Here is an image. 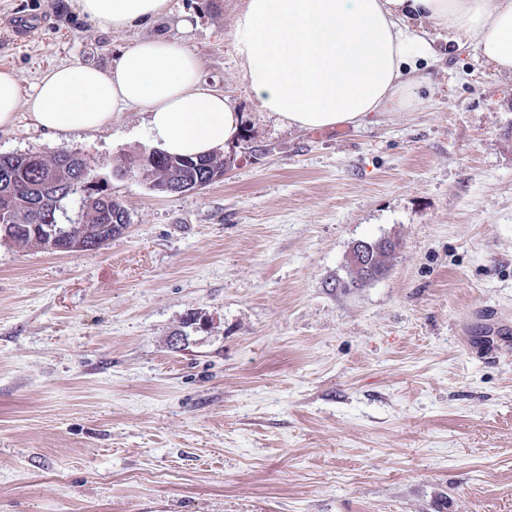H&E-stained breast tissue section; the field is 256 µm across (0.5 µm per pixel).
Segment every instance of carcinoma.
<instances>
[{
  "label": "carcinoma",
  "mask_w": 512,
  "mask_h": 512,
  "mask_svg": "<svg viewBox=\"0 0 512 512\" xmlns=\"http://www.w3.org/2000/svg\"><path fill=\"white\" fill-rule=\"evenodd\" d=\"M171 156L164 158V167L145 168L139 173L150 188L164 184L165 168ZM82 166L81 153L65 151L45 157L41 155H0V238L24 248L52 251L50 241L40 233L45 216L53 208L55 196L65 189L63 181L78 176ZM107 187L78 198L81 222L64 228L73 236L92 235L102 224H112L125 213L117 201L107 203Z\"/></svg>",
  "instance_id": "cac0c4a2"
}]
</instances>
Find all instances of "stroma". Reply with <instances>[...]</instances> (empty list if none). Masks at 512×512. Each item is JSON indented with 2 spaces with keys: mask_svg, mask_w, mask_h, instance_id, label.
Returning a JSON list of instances; mask_svg holds the SVG:
<instances>
[{
  "mask_svg": "<svg viewBox=\"0 0 512 512\" xmlns=\"http://www.w3.org/2000/svg\"><path fill=\"white\" fill-rule=\"evenodd\" d=\"M240 6L115 33L0 0L24 89L164 36L244 115L223 179L172 195L113 175L152 145L141 108L0 132V154L82 152L129 216L93 250L0 243V512H512V76L425 22L409 111L298 131L239 77ZM380 238L389 273L348 286ZM390 251L395 242L389 239L372 241H358L350 248L346 262L348 268L357 272V278L363 283L380 279L388 273L387 264H377L379 248ZM387 252L380 253L381 262L386 263Z\"/></svg>",
  "mask_w": 512,
  "mask_h": 512,
  "instance_id": "obj_1",
  "label": "stroma"
}]
</instances>
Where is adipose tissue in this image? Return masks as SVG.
Instances as JSON below:
<instances>
[{
    "label": "adipose tissue",
    "instance_id": "obj_1",
    "mask_svg": "<svg viewBox=\"0 0 512 512\" xmlns=\"http://www.w3.org/2000/svg\"><path fill=\"white\" fill-rule=\"evenodd\" d=\"M76 2L115 32L168 7V0ZM415 21L448 29L458 48H475L493 70L512 75V0H243L233 40L261 111L300 131L357 127L415 101L421 81L411 56L433 53L412 30ZM24 104L52 133L99 131L126 108H144L153 142L182 157L210 154L242 132L232 97L209 86L198 57L168 38L141 39L104 69L48 68L29 94L14 69L0 66V131L13 127Z\"/></svg>",
    "mask_w": 512,
    "mask_h": 512
}]
</instances>
